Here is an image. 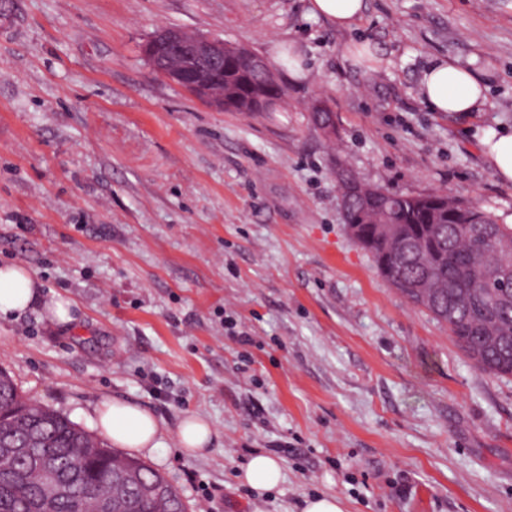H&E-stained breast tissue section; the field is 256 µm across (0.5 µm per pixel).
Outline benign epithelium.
Segmentation results:
<instances>
[{"label": "benign epithelium", "mask_w": 512, "mask_h": 512, "mask_svg": "<svg viewBox=\"0 0 512 512\" xmlns=\"http://www.w3.org/2000/svg\"><path fill=\"white\" fill-rule=\"evenodd\" d=\"M142 51L155 70L216 110L268 112L280 103V98L270 91L279 84L276 69L264 57L245 47L199 34L174 37L164 29L149 39ZM227 57L246 58L262 75L264 82L252 87L250 97L245 99L229 90L220 94L214 91L213 80L204 64L222 63Z\"/></svg>", "instance_id": "benign-epithelium-1"}]
</instances>
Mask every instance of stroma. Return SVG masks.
<instances>
[{
  "label": "stroma",
  "instance_id": "35a3bbf8",
  "mask_svg": "<svg viewBox=\"0 0 512 512\" xmlns=\"http://www.w3.org/2000/svg\"><path fill=\"white\" fill-rule=\"evenodd\" d=\"M0 264L33 269L74 320L0 321V369L22 394L96 432L109 399L175 436L213 428L195 457L147 461L188 512H512V379L480 371L346 233L337 165L392 193L445 192L512 224V182L481 143L512 130V0H364L347 29L307 0H0ZM175 27L275 61L304 57L288 99L218 111L153 70L143 44ZM370 43L375 69L345 45ZM488 79L482 111H431L435 61ZM336 114L328 138L314 99ZM234 319L253 338L224 327ZM283 462L267 493L240 475ZM176 448L189 457L205 452L212 442L209 421L199 412L185 413L176 431ZM282 476L280 460L266 454H256L247 463L241 479L251 490L264 492L274 489ZM301 512H344L341 500L332 494L317 495L304 501Z\"/></svg>",
  "mask_w": 512,
  "mask_h": 512
}]
</instances>
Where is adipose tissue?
I'll return each instance as SVG.
<instances>
[{
	"mask_svg": "<svg viewBox=\"0 0 512 512\" xmlns=\"http://www.w3.org/2000/svg\"><path fill=\"white\" fill-rule=\"evenodd\" d=\"M364 0H308V14L327 21L333 27H349L362 14ZM421 94L429 109L460 115L479 111L487 101L483 77L466 68L439 61L427 68L420 81ZM41 304L45 316L53 322H71V303L62 296L44 299L37 274L20 263L0 266V320H11ZM97 428L118 448L152 452L163 447L162 422L139 405L115 399L103 402L97 411ZM176 446L189 457L205 452L212 442L209 421L198 412L185 413L176 431ZM283 476L280 460L257 454L247 463L241 479L251 489H274Z\"/></svg>",
	"mask_w": 512,
	"mask_h": 512,
	"instance_id": "obj_1",
	"label": "adipose tissue"
}]
</instances>
